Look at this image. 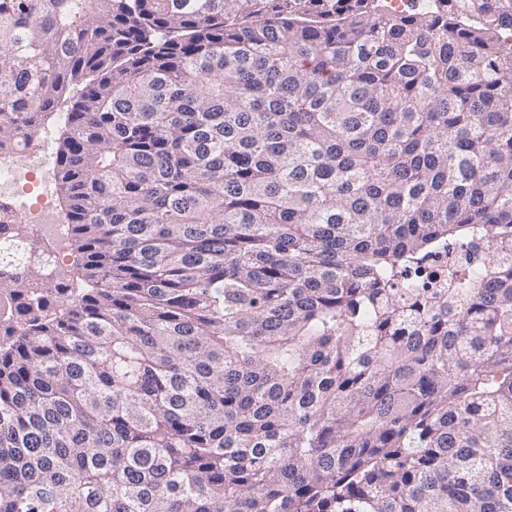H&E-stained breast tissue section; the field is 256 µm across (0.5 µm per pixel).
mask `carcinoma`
Returning <instances> with one entry per match:
<instances>
[{"label":"carcinoma","mask_w":512,"mask_h":512,"mask_svg":"<svg viewBox=\"0 0 512 512\" xmlns=\"http://www.w3.org/2000/svg\"><path fill=\"white\" fill-rule=\"evenodd\" d=\"M512 0H0V512H512ZM447 283L402 284L438 248ZM42 127H52L55 130V144L54 154L52 152V135L50 132L45 131L39 139L38 149H27L12 157L1 159L11 162L20 173L29 171L25 186L26 187H46L51 194L46 190L41 193L44 196L42 202L36 198L35 201L27 193L24 187L16 188L11 195V202L9 206L16 216L18 221L25 224L34 235H42L46 238L52 239L55 247L51 250L54 256L60 259L61 254L66 249V239L60 231V224H67L65 214L62 211L61 196L58 183V165H57V151L62 142V126L57 128L55 121H46ZM53 156V159H52ZM52 159V161L49 164ZM13 166L7 163L0 164V194L1 188H11L17 184V174ZM8 190H3L0 200L9 202ZM51 200L53 207V218L56 224L49 223V213L51 208Z\"/></svg>","instance_id":"carcinoma-1"}]
</instances>
